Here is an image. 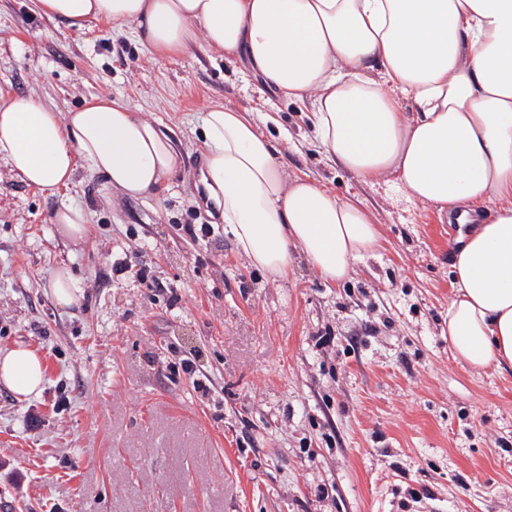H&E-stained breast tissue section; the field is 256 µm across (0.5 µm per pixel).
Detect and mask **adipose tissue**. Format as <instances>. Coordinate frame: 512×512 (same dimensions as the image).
Instances as JSON below:
<instances>
[{"label":"adipose tissue","mask_w":512,"mask_h":512,"mask_svg":"<svg viewBox=\"0 0 512 512\" xmlns=\"http://www.w3.org/2000/svg\"><path fill=\"white\" fill-rule=\"evenodd\" d=\"M33 2L74 27L136 25L160 57L204 40L245 59L283 98L311 99L319 145L341 168L364 180L393 176L409 200L454 220L486 210L450 266L448 350L477 371L512 367V0ZM202 133V182L252 265L286 275L296 248L336 283L378 248L362 202L286 179L274 144L241 112L212 106ZM0 160L49 193L81 162L138 197L179 154L130 104L99 98L62 116L16 96L0 102ZM44 377L31 349H0V386L18 398L39 393Z\"/></svg>","instance_id":"obj_1"}]
</instances>
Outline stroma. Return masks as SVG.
Returning a JSON list of instances; mask_svg holds the SVG:
<instances>
[{
	"instance_id": "stroma-1",
	"label": "stroma",
	"mask_w": 512,
	"mask_h": 512,
	"mask_svg": "<svg viewBox=\"0 0 512 512\" xmlns=\"http://www.w3.org/2000/svg\"><path fill=\"white\" fill-rule=\"evenodd\" d=\"M67 113L94 97L136 107L175 141L177 170L129 197L78 166L48 194L0 160V347L45 364L38 395L0 387V505L13 512H512V368L448 350L456 233L391 179L330 161L308 120L244 60L204 41L159 58L133 26L83 28L0 0V100ZM221 104L261 123L285 173L354 197L382 232L339 284L302 254L251 266L204 192L201 123ZM82 208L81 241L60 232ZM186 224L211 235L187 236ZM128 261L152 293L114 273ZM69 268L78 302L56 303ZM194 359L208 391L180 373ZM56 224H62L63 234L72 240H81L87 231L88 216L78 207L63 205L55 213Z\"/></svg>"
}]
</instances>
